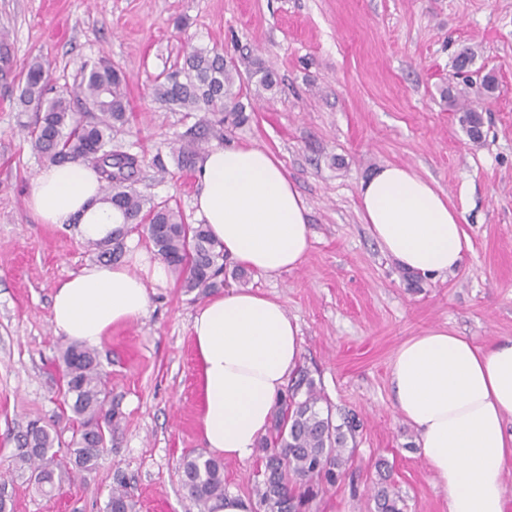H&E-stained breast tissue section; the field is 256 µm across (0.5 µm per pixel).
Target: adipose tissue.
I'll use <instances>...</instances> for the list:
<instances>
[{
    "instance_id": "1",
    "label": "adipose tissue",
    "mask_w": 512,
    "mask_h": 512,
    "mask_svg": "<svg viewBox=\"0 0 512 512\" xmlns=\"http://www.w3.org/2000/svg\"><path fill=\"white\" fill-rule=\"evenodd\" d=\"M195 212L225 258L261 274L298 268L311 247L308 208L281 163L257 147H213L195 169ZM361 216L382 251L428 279L453 272L470 246L447 196L411 168L387 164L358 185ZM28 206L45 224L77 220L84 241L105 239L122 217L80 162L46 165ZM168 270L142 249L94 263L63 281L51 322L68 339L98 345L112 327L145 314L149 285ZM199 363V429L208 451L244 460L269 431L301 354L284 305L230 288L199 306L191 323ZM395 406L417 431L423 456L448 496V512H505L512 467V340L484 346L432 327L403 343L390 365Z\"/></svg>"
}]
</instances>
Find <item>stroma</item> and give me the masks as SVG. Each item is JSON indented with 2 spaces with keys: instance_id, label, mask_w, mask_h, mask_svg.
<instances>
[{
  "instance_id": "stroma-1",
  "label": "stroma",
  "mask_w": 512,
  "mask_h": 512,
  "mask_svg": "<svg viewBox=\"0 0 512 512\" xmlns=\"http://www.w3.org/2000/svg\"><path fill=\"white\" fill-rule=\"evenodd\" d=\"M261 61L277 79L245 80L247 122L228 145L264 149L282 164L309 209L313 242L302 265L268 276L225 263L226 286L283 303L300 329L298 368L313 378L334 418L356 414L344 477L311 512H377L387 483L403 512H447L398 413L390 362L405 341L448 326L476 343L512 339V0H0V479L11 512H105L124 482L136 512H200L181 485V461L204 450L198 429L197 357L190 326L207 299L179 280L149 289L144 316L112 328L96 351L115 413L107 453L59 493L12 474L17 438L30 424L66 459L72 435L51 323L57 286L95 262L74 224H44L27 207L44 160L26 141L17 74L38 57L57 84L104 53L122 70L130 101L124 150L138 155L139 187L196 223L193 171H178L170 145L204 126L206 113L159 104L155 78L185 45ZM475 52L495 73L483 138L472 142L442 91L464 88L453 60ZM386 163L410 167L459 212L471 248L460 267L428 280L400 269L361 218L357 187ZM169 174H161V167ZM262 450L224 461V491L255 500Z\"/></svg>"
}]
</instances>
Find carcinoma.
<instances>
[{
    "instance_id": "cac0c4a2",
    "label": "carcinoma",
    "mask_w": 512,
    "mask_h": 512,
    "mask_svg": "<svg viewBox=\"0 0 512 512\" xmlns=\"http://www.w3.org/2000/svg\"><path fill=\"white\" fill-rule=\"evenodd\" d=\"M475 54L465 48L455 57L456 73L469 72ZM248 73L259 85L270 90L276 84L274 73L259 62L249 64ZM23 85L19 102L23 111L35 112L26 138L33 149L50 163L92 161L101 183L104 200L121 212L123 224H141L158 254L178 272L186 291H215L224 287V249L214 242L207 226L190 224L180 208L170 202L153 201L137 187L138 156L114 146L129 118V100L120 70L110 57L102 55L80 67L75 84L57 87L48 83L44 63L34 58L23 63ZM241 70L237 62L217 51L194 49L183 63L159 75L153 94L157 101L185 112L211 114L206 131L224 140V127H236L246 120L241 101ZM497 78L484 74L474 97L450 86L445 92L448 106L461 113L459 121L469 139H482V97L497 89ZM177 168L194 166L197 149L181 145L172 149ZM117 229L110 239L89 241L97 257L112 262L120 257ZM63 404L76 424L69 442L70 464L56 459L54 438L43 427L34 425L18 439L16 469L28 473L35 487L50 494L71 482L73 469L94 468L107 451L112 438V410L106 408L107 392L96 355L70 344L61 354ZM321 396L314 381L302 373L288 387L274 411L271 441L262 443L264 453L261 479L255 482L259 508L263 512H305L317 496L315 486L334 484L342 477L348 458L344 456L348 438L359 424L354 416L334 422L331 410L320 407ZM181 481L189 495L203 507L224 496V470L221 462L192 451L183 460ZM378 512H401V499L389 486L375 495ZM136 504L123 485L112 488L106 512H135Z\"/></svg>"
}]
</instances>
